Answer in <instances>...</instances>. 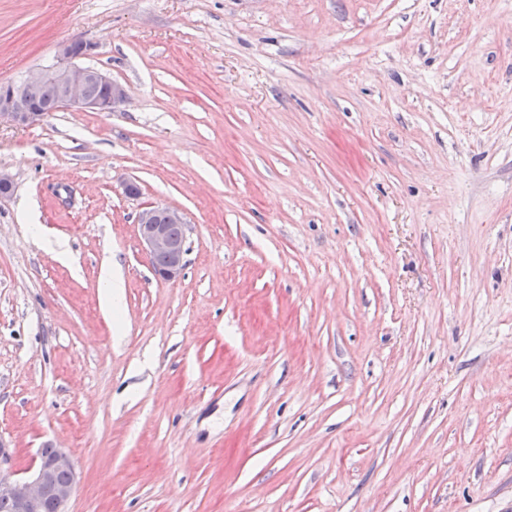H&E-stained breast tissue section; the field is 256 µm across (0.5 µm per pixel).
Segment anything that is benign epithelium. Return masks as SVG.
<instances>
[{
    "label": "benign epithelium",
    "instance_id": "obj_1",
    "mask_svg": "<svg viewBox=\"0 0 512 512\" xmlns=\"http://www.w3.org/2000/svg\"><path fill=\"white\" fill-rule=\"evenodd\" d=\"M91 50L92 45L81 39L70 40L60 46L57 65L27 74L17 84L1 83L0 124L27 126L66 108L112 111L115 104L124 100L125 89L101 71L76 63ZM49 80L56 85L57 96L51 104L44 105L39 100V93ZM93 84L107 86L108 96L92 95L89 88ZM157 210L158 207L149 206L139 213L138 235L151 257L165 259L164 266L157 273L161 278L170 280L183 269L186 235L172 237L166 224L155 222ZM9 459L7 450L0 447V500L11 503L15 512H41L48 500L55 504L56 512H66L78 475L70 456L63 449L57 448L52 455L40 457L37 466L23 479L14 478L12 472L4 469ZM60 474L66 475V480H58Z\"/></svg>",
    "mask_w": 512,
    "mask_h": 512
}]
</instances>
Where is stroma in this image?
<instances>
[{"instance_id":"1","label":"stroma","mask_w":512,"mask_h":512,"mask_svg":"<svg viewBox=\"0 0 512 512\" xmlns=\"http://www.w3.org/2000/svg\"><path fill=\"white\" fill-rule=\"evenodd\" d=\"M72 38L126 99L0 126L17 477L62 448L69 512H512V0H0V82ZM163 206H149L144 208L138 216V235L149 255L152 258L153 266L157 270L163 265V257L165 259L164 266L157 270L158 275L165 280L175 278L180 274L184 266V256L186 253V222L184 216L177 210L165 207L156 211ZM156 215V216H155ZM167 216V219H166ZM156 221V222H155ZM169 225V231L165 224ZM178 224L179 226L175 225ZM158 257V258H156Z\"/></svg>"}]
</instances>
